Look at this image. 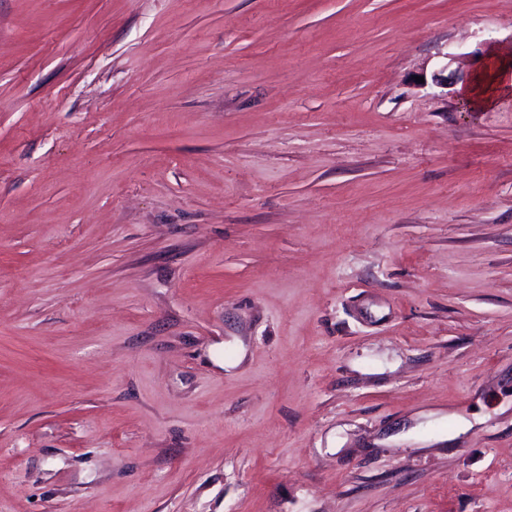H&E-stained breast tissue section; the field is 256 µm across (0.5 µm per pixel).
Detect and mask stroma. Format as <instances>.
I'll list each match as a JSON object with an SVG mask.
<instances>
[{
    "mask_svg": "<svg viewBox=\"0 0 512 512\" xmlns=\"http://www.w3.org/2000/svg\"><path fill=\"white\" fill-rule=\"evenodd\" d=\"M496 48L512 0H0V512H512V98L431 81Z\"/></svg>",
    "mask_w": 512,
    "mask_h": 512,
    "instance_id": "stroma-1",
    "label": "stroma"
}]
</instances>
